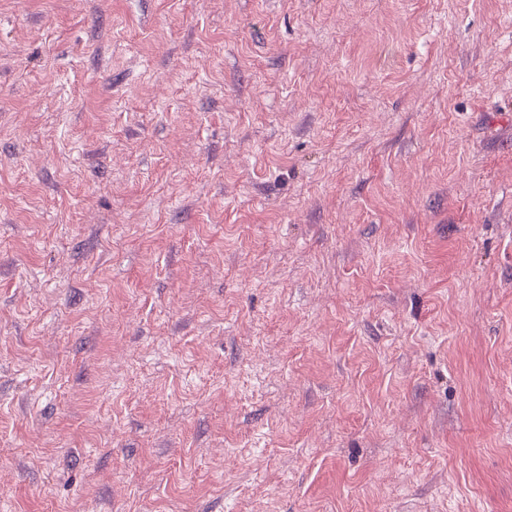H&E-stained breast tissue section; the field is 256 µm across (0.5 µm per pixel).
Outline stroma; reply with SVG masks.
<instances>
[{
  "label": "stroma",
  "instance_id": "1",
  "mask_svg": "<svg viewBox=\"0 0 512 512\" xmlns=\"http://www.w3.org/2000/svg\"><path fill=\"white\" fill-rule=\"evenodd\" d=\"M0 512H512V0H0Z\"/></svg>",
  "mask_w": 512,
  "mask_h": 512
}]
</instances>
